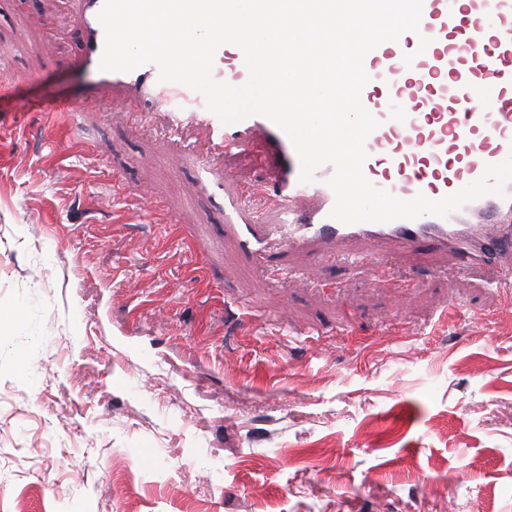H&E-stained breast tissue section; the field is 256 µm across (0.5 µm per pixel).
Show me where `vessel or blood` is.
<instances>
[{
  "instance_id": "b4317fda",
  "label": "vessel or blood",
  "mask_w": 512,
  "mask_h": 512,
  "mask_svg": "<svg viewBox=\"0 0 512 512\" xmlns=\"http://www.w3.org/2000/svg\"><path fill=\"white\" fill-rule=\"evenodd\" d=\"M68 2L83 32L82 50L68 64L97 76L87 111L128 110L139 129L151 125L154 113H165L173 142L200 127L209 136L213 161L247 154L269 174L267 184L229 195L225 204L237 219L232 230L244 251L255 253L264 243L265 226L251 210L260 198L277 211L288 248L319 244L341 252L366 241L374 250L362 259L379 267L388 258L387 245L407 251L427 244L447 252L451 263L491 271L494 281L512 288V182L503 195L481 197L446 218L342 223L330 215L332 166H321L313 182H301L295 147L269 118L254 114L223 123L203 94L160 81L152 63L129 72L100 70L105 34L98 14L104 0ZM363 65L369 81L361 101L379 122L365 140L363 174L377 188L402 200L420 194L438 200L512 155V0H422L418 30L383 42ZM212 76L245 84L242 50L219 47ZM306 198L313 207H300Z\"/></svg>"
}]
</instances>
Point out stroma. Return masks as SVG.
<instances>
[{
  "mask_svg": "<svg viewBox=\"0 0 512 512\" xmlns=\"http://www.w3.org/2000/svg\"><path fill=\"white\" fill-rule=\"evenodd\" d=\"M81 46L63 0H0V512H512L488 273L243 252L224 195L264 172L206 189L203 132L81 111Z\"/></svg>",
  "mask_w": 512,
  "mask_h": 512,
  "instance_id": "obj_1",
  "label": "stroma"
}]
</instances>
